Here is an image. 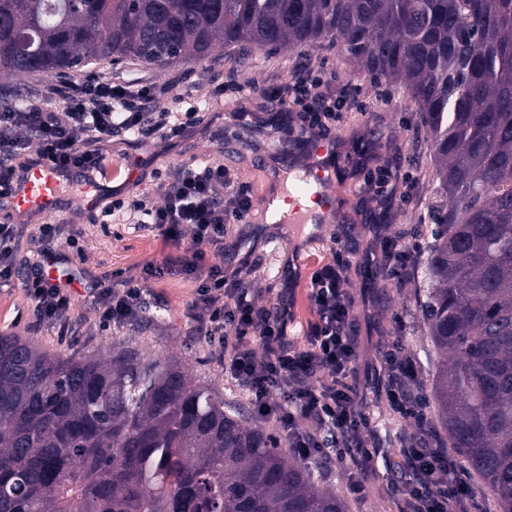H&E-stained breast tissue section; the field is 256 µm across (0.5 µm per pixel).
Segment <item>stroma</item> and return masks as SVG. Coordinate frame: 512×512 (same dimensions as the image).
I'll return each instance as SVG.
<instances>
[{
    "instance_id": "stroma-1",
    "label": "stroma",
    "mask_w": 512,
    "mask_h": 512,
    "mask_svg": "<svg viewBox=\"0 0 512 512\" xmlns=\"http://www.w3.org/2000/svg\"><path fill=\"white\" fill-rule=\"evenodd\" d=\"M323 70L335 76L337 88H349L351 100L336 121V133L343 138L350 161L339 181L344 213L337 230H307L302 224H273L264 209V198L271 189L267 166L259 161V151L241 146V126L237 116L249 112L261 117L271 133L269 147H277V131L289 122L288 103L270 99L267 88L292 82L303 68ZM109 72L132 84H180L181 100L159 98L157 108L183 111L196 107L198 116L191 134L184 138L157 137L130 142L118 136L109 152L113 164L102 181L121 189L124 199L150 197L160 201L159 185L166 174L183 163L221 164L230 169L252 196L246 222L226 227L225 261L249 254L251 278L260 290L280 289L276 273L289 261H296L300 277L295 285V321L306 323V281L316 266L331 257L332 237L358 255L377 253L385 237L417 244L418 249L405 275H392L373 263L353 264L348 272L349 292L359 321L360 353L364 361L379 363L382 354L402 346L415 373L413 394L423 418L432 415L429 383L433 371L431 344L423 335L416 290L423 276L432 228L430 203L435 191L432 144L423 128L421 114L407 86L375 79L356 67L336 45L324 43L315 49L278 48L260 51L248 65H240L238 51L225 48L222 56L203 62L156 66L124 62L102 68L85 66L82 76ZM238 79L251 88L248 95L226 92L214 96L213 90L228 78ZM50 78L36 76L22 81L0 80V99L24 105L47 103ZM398 167L410 175L411 185L403 204L383 208L368 201L359 186L369 169ZM79 186L63 188L61 203L53 214L29 215L17 238L18 260L26 265L37 260L33 241L39 224H59L65 237H77L81 246L70 271L78 280L74 300L66 314L67 330L35 322L33 301L19 280L0 284V335L23 336L53 352L79 355L105 353L114 347L131 346L160 358H173L185 365L200 382L213 385L225 401L247 403L248 398L224 377V369L214 359L207 337L199 335L189 315L194 298L192 280L171 277L153 285L154 304L135 326H102L85 297L81 284L90 275L122 271L140 275L151 263L174 260L180 249L167 244L151 231L130 224H100L84 208ZM368 383L371 400L369 424L363 434L373 467L361 497H348L351 512H402L404 493L399 467L403 450L419 426L410 416L396 410L388 400L387 380L374 372L362 374Z\"/></svg>"
}]
</instances>
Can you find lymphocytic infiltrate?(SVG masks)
Masks as SVG:
<instances>
[{
    "instance_id": "1",
    "label": "lymphocytic infiltrate",
    "mask_w": 512,
    "mask_h": 512,
    "mask_svg": "<svg viewBox=\"0 0 512 512\" xmlns=\"http://www.w3.org/2000/svg\"><path fill=\"white\" fill-rule=\"evenodd\" d=\"M177 86L140 88L100 76L65 82L52 89L50 107L20 110L0 101V195L18 173L15 160L27 155L62 168L89 169L102 174L107 146L114 133L134 132L138 138L163 134L183 136L191 128V112L157 109L156 100L173 95ZM293 105L300 107L302 131L327 129L345 106L347 91H333L332 79L308 70L288 88ZM408 176L401 170L378 168L364 180L363 192L373 202L401 201ZM128 223L159 232L172 244H190L174 262L149 265L139 277L115 272L89 286L91 303L102 325H137L151 307V281L166 277H193L197 283L191 312L224 375L248 394L259 411L273 415L288 438L293 455L313 465L328 456L350 462L347 490L364 489L368 456L363 431L369 406L351 382L359 353L352 336L353 301L347 291V270L355 255L334 247L331 261L311 273L306 295L311 314L303 330V346L288 338L293 322L294 297L284 288L268 305H259L249 277L251 263L236 266L207 264V255L224 252V227L244 222L251 195L234 174L220 164H182L162 185V201L115 202ZM16 227L0 224V281L21 277L34 302L36 322L62 326L72 301L70 287L45 279V265L68 262L60 227L41 224L37 240L40 260L27 269L16 261ZM405 491L410 512H456L471 496L460 466L442 448L422 447L411 440L405 450Z\"/></svg>"
}]
</instances>
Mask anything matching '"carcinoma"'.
I'll return each mask as SVG.
<instances>
[{
	"label": "carcinoma",
	"mask_w": 512,
	"mask_h": 512,
	"mask_svg": "<svg viewBox=\"0 0 512 512\" xmlns=\"http://www.w3.org/2000/svg\"><path fill=\"white\" fill-rule=\"evenodd\" d=\"M329 41L410 87L434 149L419 308L431 401L512 512V0H0V76ZM0 512H349L175 360L0 336Z\"/></svg>",
	"instance_id": "carcinoma-1"
}]
</instances>
